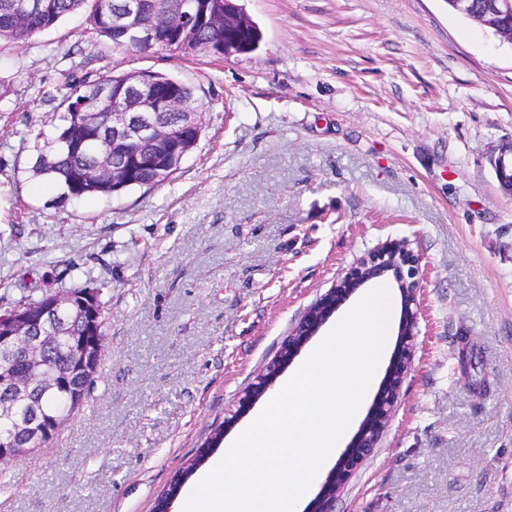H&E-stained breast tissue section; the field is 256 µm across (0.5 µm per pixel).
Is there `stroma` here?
<instances>
[{"label":"stroma","instance_id":"obj_1","mask_svg":"<svg viewBox=\"0 0 512 512\" xmlns=\"http://www.w3.org/2000/svg\"><path fill=\"white\" fill-rule=\"evenodd\" d=\"M257 49L113 48L78 12L0 49V311L96 279L104 367L0 512H153L306 310L371 250L419 259L414 360L335 512H512V45L445 0H239ZM77 44L87 69L51 58ZM192 85L170 181L64 200L32 172L65 78Z\"/></svg>","mask_w":512,"mask_h":512}]
</instances>
